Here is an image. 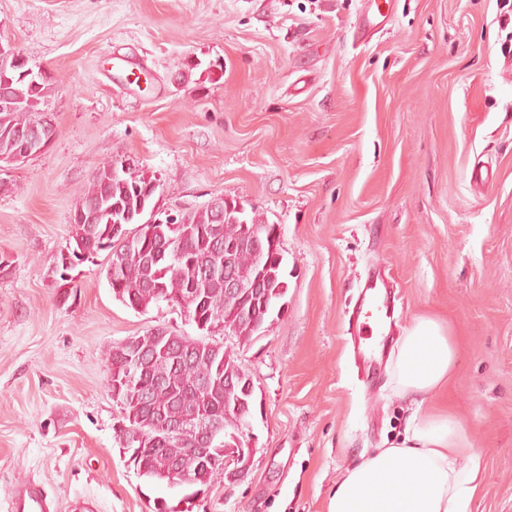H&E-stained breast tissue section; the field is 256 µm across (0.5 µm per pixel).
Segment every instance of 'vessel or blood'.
<instances>
[{
    "instance_id": "obj_1",
    "label": "vessel or blood",
    "mask_w": 512,
    "mask_h": 512,
    "mask_svg": "<svg viewBox=\"0 0 512 512\" xmlns=\"http://www.w3.org/2000/svg\"><path fill=\"white\" fill-rule=\"evenodd\" d=\"M393 18V0H361L356 31L364 39L388 28ZM392 300L378 276H368L359 288L348 325L357 338V354L365 372H372L384 357L390 330ZM11 512H46L47 495L42 487L24 485L9 493Z\"/></svg>"
}]
</instances>
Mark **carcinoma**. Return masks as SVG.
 Wrapping results in <instances>:
<instances>
[{"instance_id":"carcinoma-1","label":"carcinoma","mask_w":512,"mask_h":512,"mask_svg":"<svg viewBox=\"0 0 512 512\" xmlns=\"http://www.w3.org/2000/svg\"><path fill=\"white\" fill-rule=\"evenodd\" d=\"M23 94L21 104L12 110H0V163H8L18 146L20 136L35 129L45 130L55 119L54 113L45 111L55 96L58 87L51 79L39 81L35 89L24 82L18 83ZM119 162L108 160L95 169L91 181L76 209L86 215H105L116 204L127 208L135 225L143 219L137 211L139 199L151 206L156 190L154 180L143 174L120 168L119 175L111 169ZM251 224H262L263 236L260 249L269 270L275 276L274 284L288 281L283 262L277 255L281 248L270 250L272 239H280L277 224L261 223L253 217ZM107 223L72 225V241L81 238L89 255L109 251L105 267V278L112 295L120 302L137 311L147 309L159 302L187 296L197 280H202L205 299L193 302L188 312L207 325H219L239 317L233 299L224 297V248L216 247V241L224 238L236 239L239 227L226 226L217 219L215 212L207 207L200 211L182 214L179 224L153 225V237L139 234V229L124 228V234L135 238L136 250H126L123 237L102 238ZM137 350L145 354L139 372L143 387L152 392L148 401L123 402L124 420L129 426L142 431L138 441L128 445V453L135 457L132 464L139 477L146 480L157 473L169 456L184 454L186 445L168 439L165 434L154 433L155 419L163 414L170 423H184L193 418H203L221 423L229 433L238 428L252 408V396L242 395L247 410L236 414L226 408L225 397L229 389L224 387V374L229 372L241 381L249 375L238 363L235 353L219 343H210L207 336L200 337L174 334L164 328H150L142 335L133 337ZM170 352L180 351L189 359L174 369L170 363L155 357L161 347ZM129 351L115 343L106 351V362L110 380L124 376L128 367ZM192 495L207 491L223 471L217 467L192 471Z\"/></svg>"}]
</instances>
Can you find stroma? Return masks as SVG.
<instances>
[{
	"instance_id": "1",
	"label": "stroma",
	"mask_w": 512,
	"mask_h": 512,
	"mask_svg": "<svg viewBox=\"0 0 512 512\" xmlns=\"http://www.w3.org/2000/svg\"><path fill=\"white\" fill-rule=\"evenodd\" d=\"M394 4L358 46L359 0H0V45L59 87L51 146L0 172L1 506L31 479L51 512H327L341 473L399 442L420 407L482 455L470 512H512V10ZM115 46L146 81L113 73ZM107 160L158 179L156 210L223 195L281 227L287 310L249 343L222 339L255 387L252 463L193 499L129 463L105 352L195 325L114 299L107 253L62 269ZM376 269L394 339L430 316L457 342L451 379L419 407L388 366L368 389L350 355L345 313Z\"/></svg>"
}]
</instances>
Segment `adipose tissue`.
I'll use <instances>...</instances> for the list:
<instances>
[{
    "mask_svg": "<svg viewBox=\"0 0 512 512\" xmlns=\"http://www.w3.org/2000/svg\"><path fill=\"white\" fill-rule=\"evenodd\" d=\"M457 349L433 318L402 336L390 375L397 392L422 398L450 378ZM482 458L451 417L413 418L402 441L348 467L327 512H469Z\"/></svg>",
    "mask_w": 512,
    "mask_h": 512,
    "instance_id": "adipose-tissue-1",
    "label": "adipose tissue"
}]
</instances>
